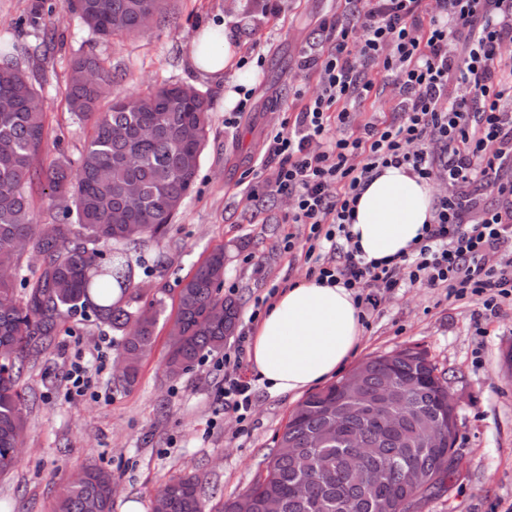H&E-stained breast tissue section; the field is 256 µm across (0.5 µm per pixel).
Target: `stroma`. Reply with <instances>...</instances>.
<instances>
[{
	"mask_svg": "<svg viewBox=\"0 0 512 512\" xmlns=\"http://www.w3.org/2000/svg\"><path fill=\"white\" fill-rule=\"evenodd\" d=\"M267 0H166L161 15L140 33L100 39L68 12L62 0H0V44L12 60L36 75L48 119L50 157L79 155L87 128L69 111L65 86L74 55L91 52L124 77V91L161 83H187L211 101L209 144L196 185L173 224L140 253L139 276L172 298L195 265L224 252V297L240 307L246 326L256 298L307 277L304 255L284 253L291 232L283 216L286 197L255 186L264 159V138L283 118L299 111L296 89L313 94L318 78L303 59L321 51L323 21L341 14L340 0H288L279 13ZM242 19L241 57L262 56L250 82L252 108L225 127L224 94L238 87V73L220 77L190 63L194 42L206 27ZM63 39L42 47L45 29ZM355 357L348 365L404 347L424 351L459 401L455 443L458 474L447 490L421 501L414 512H512V377L502 371L512 348V303L486 315L480 300L449 298L444 288L401 286L367 313ZM168 327L141 364L138 380L126 385L118 371L120 334L93 316L67 323L53 349L25 369L22 382L34 395L30 431L15 473L0 479V512H53L63 486L94 464L114 478L112 512L137 502L152 512L158 489L186 469L206 480V494L229 498L249 490L275 447L278 433L303 394H271L250 375L255 398L250 414L237 420L225 411L220 353L200 357L178 377L164 371ZM102 359L104 369L82 397L72 396L66 373L71 359Z\"/></svg>",
	"mask_w": 512,
	"mask_h": 512,
	"instance_id": "stroma-1",
	"label": "stroma"
}]
</instances>
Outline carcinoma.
I'll return each mask as SVG.
<instances>
[{"label": "carcinoma", "mask_w": 512, "mask_h": 512, "mask_svg": "<svg viewBox=\"0 0 512 512\" xmlns=\"http://www.w3.org/2000/svg\"><path fill=\"white\" fill-rule=\"evenodd\" d=\"M164 0H64L65 7L102 39L140 31L144 15L160 13ZM116 74L94 55L73 58L65 96L70 111L90 122L83 149L72 162L44 161L46 113L34 75L13 60L0 58V477L19 465L25 441L27 392L20 382L26 364L49 350L59 327L93 313L97 323L123 337L124 382L138 378L143 358L156 341L164 298L137 280V251L158 238L173 222L193 191L210 131V102L195 86L163 83L136 96L141 106L125 108L129 93H112ZM154 126L150 139L138 130ZM195 131L191 141L180 135ZM137 185L140 205H125L127 187ZM49 200H66L51 224L36 223L32 192ZM32 246L38 268L26 275L21 258ZM224 250L217 249L181 281L174 299L166 372L177 377L201 356L218 352L234 333L238 304L224 298ZM118 298H113V289ZM370 385L392 374L405 390L395 409L402 422L387 431L379 420L349 418L344 431H360L368 458L349 441L321 447L310 434L324 426L319 406L342 398L337 384L312 393L288 417L265 473L245 494L208 506L203 478L185 472L156 493L152 512H263L269 498L281 512H410L442 491L455 450L427 448L417 423L428 414L448 415V381L426 353L411 347L375 355ZM414 464L433 480L425 489H410L401 467ZM81 484H67L54 512H112V474L91 466ZM308 484L298 498L294 487Z\"/></svg>", "instance_id": "cac0c4a2"}]
</instances>
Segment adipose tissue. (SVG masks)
Here are the masks:
<instances>
[{"label": "adipose tissue", "instance_id": "obj_1", "mask_svg": "<svg viewBox=\"0 0 512 512\" xmlns=\"http://www.w3.org/2000/svg\"><path fill=\"white\" fill-rule=\"evenodd\" d=\"M221 54L195 46L193 66L219 75L234 67L240 51L236 29L224 30ZM432 219V187L405 168L389 167L360 195L350 226L364 261L399 258L421 239ZM362 332L350 290L305 278L286 288L253 330L251 368L269 392L298 393L340 370Z\"/></svg>", "mask_w": 512, "mask_h": 512}]
</instances>
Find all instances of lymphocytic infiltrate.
<instances>
[{
    "mask_svg": "<svg viewBox=\"0 0 512 512\" xmlns=\"http://www.w3.org/2000/svg\"><path fill=\"white\" fill-rule=\"evenodd\" d=\"M351 23H324L327 53L307 56L318 90L267 141L259 185L287 197L283 248L303 251L311 276L376 309L380 292L408 285L477 298L488 310L512 299V0H345ZM386 72L393 121L358 122L356 106ZM349 136L329 138L331 127ZM387 167L434 188L433 219L411 254L376 264L359 256L349 226L358 198ZM491 190L494 203H484ZM327 247L326 258L315 251ZM247 335L224 356L225 409L246 418Z\"/></svg>",
    "mask_w": 512,
    "mask_h": 512,
    "instance_id": "1",
    "label": "lymphocytic infiltrate"
}]
</instances>
